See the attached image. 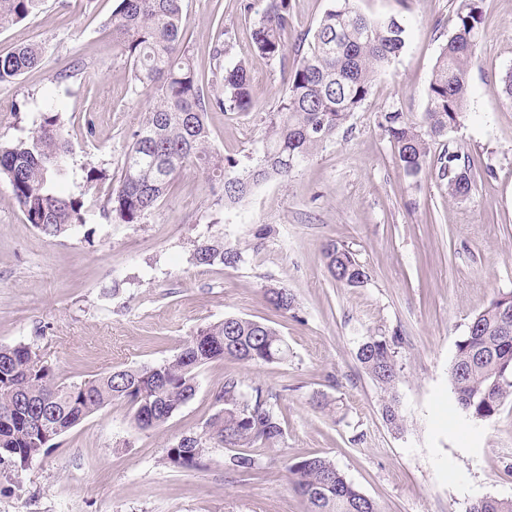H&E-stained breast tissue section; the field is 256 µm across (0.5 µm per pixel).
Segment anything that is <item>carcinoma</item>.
<instances>
[{
	"label": "carcinoma",
	"mask_w": 512,
	"mask_h": 512,
	"mask_svg": "<svg viewBox=\"0 0 512 512\" xmlns=\"http://www.w3.org/2000/svg\"><path fill=\"white\" fill-rule=\"evenodd\" d=\"M45 0H0V28L39 11ZM252 46L262 57L288 61L284 33L292 23L291 0H256ZM481 0H460L448 17V38L436 59L425 112L415 119L397 105L377 115V127L407 178L431 167L452 199L472 191L475 175L460 146L436 154L432 148L460 126L469 97L468 75L483 22ZM218 30L207 85L200 84L192 55L184 47L188 25L183 0H120L112 12V36L132 60V90L153 101L124 154L121 174L103 212L117 224H143L167 194L173 176L194 166L221 184L215 205L243 201L259 184L287 178L345 127L370 95L377 78L405 50L409 32L395 17L359 13L353 0H330L311 38L301 39L277 111L265 119L262 155L240 160L211 146V111L251 112L255 108L245 63L229 60L232 30L216 16ZM44 48L19 45L0 54V86L16 83L41 60ZM62 109L42 113L25 137L0 142V182L28 223L47 236H59L85 223L83 198L58 190L66 175L70 147ZM324 257L332 279L347 288L368 281L366 267L343 245L329 243ZM200 265L233 267L242 260L239 244L221 237L202 240L194 253ZM266 304L277 312L294 308L286 288H266ZM397 341L369 336L356 358L384 392L382 417L400 432L395 386L399 378ZM284 337L266 323L229 316L199 327L171 359L158 365L110 371L81 383L68 382L41 362L29 344L0 346V467L18 468L51 449V441L82 420L121 400L133 411L139 430L158 427L194 396L198 370L217 359L243 365L272 364L288 358ZM457 404L473 419L491 422L512 395V293L500 294L468 323L449 368ZM217 410L202 433L167 448V463L197 468L210 445L230 451L224 468L248 474L261 468L258 449L273 448L284 436L282 413L260 387L248 393L229 376L213 394ZM295 493L307 512H382L327 457L294 458L287 466ZM468 512H512V499L492 496L472 502Z\"/></svg>",
	"instance_id": "1"
}]
</instances>
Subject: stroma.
Here are the masks:
<instances>
[{
  "label": "stroma",
  "instance_id": "1",
  "mask_svg": "<svg viewBox=\"0 0 512 512\" xmlns=\"http://www.w3.org/2000/svg\"><path fill=\"white\" fill-rule=\"evenodd\" d=\"M248 0H184L186 41L208 74L222 11L247 63L256 107L209 112L213 148L245 159L261 146L288 72L252 50ZM119 0H45L0 28V52L44 49L38 66L0 87V139L28 135L51 103L66 106L72 146L65 193L83 196L86 223L57 237L28 224L0 184V344L26 343L67 380L168 360L201 325L227 316L269 323L290 354L280 363L203 366L193 399L165 424L136 429L113 402L55 447L0 473V512H306L288 482L297 457L331 459L384 512H467L483 496L512 498V397L492 422L455 403L448 369L471 318L512 292V101L498 92L512 68V0H482V33L469 71L468 116L449 133L479 173L468 197L449 199L432 170L405 179L376 116L392 104L420 116L447 20L459 0H355L373 19L402 18L409 43L339 133L287 179L274 178L214 223L217 188L189 167L143 224H115L103 203L151 99L132 91V63L108 21ZM108 178L86 190L89 168ZM239 242L234 267L197 264L205 237ZM348 247L370 273L361 288L329 275L323 248ZM287 288L292 311L270 309L268 285ZM369 336L396 338L397 394L406 427L381 415L382 391L356 359ZM261 386L284 417V440L264 450L260 473L225 471V448L201 467L166 462L167 448L201 433L227 375Z\"/></svg>",
  "mask_w": 512,
  "mask_h": 512
}]
</instances>
